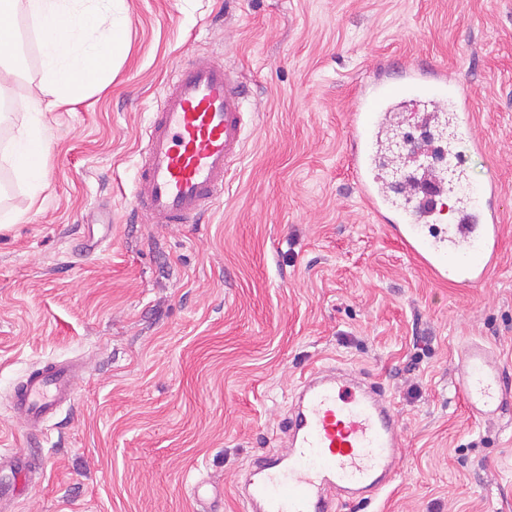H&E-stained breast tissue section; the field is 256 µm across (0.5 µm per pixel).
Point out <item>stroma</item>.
<instances>
[{
    "instance_id": "stroma-1",
    "label": "stroma",
    "mask_w": 512,
    "mask_h": 512,
    "mask_svg": "<svg viewBox=\"0 0 512 512\" xmlns=\"http://www.w3.org/2000/svg\"><path fill=\"white\" fill-rule=\"evenodd\" d=\"M126 49L103 91L47 113L37 202L0 166V448L24 440L11 395L53 360L82 372L30 451L42 470L0 512H247L233 488L278 447L311 367L386 386L405 454L377 500L339 512H512V422L471 416L458 353L512 372V0H122ZM7 146L39 97L37 38L17 13ZM236 73L252 120L241 163L197 224H132L147 115L174 68ZM465 90L483 143L449 144L409 103L397 177L422 184L429 139L467 155L466 200L499 186L502 243L476 288L435 281L362 204L351 100L394 61ZM207 491L193 496L196 482Z\"/></svg>"
}]
</instances>
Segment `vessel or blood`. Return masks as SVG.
<instances>
[{
    "label": "vessel or blood",
    "instance_id": "1",
    "mask_svg": "<svg viewBox=\"0 0 512 512\" xmlns=\"http://www.w3.org/2000/svg\"><path fill=\"white\" fill-rule=\"evenodd\" d=\"M245 99L244 86L220 64L199 59L175 70L148 117L146 144L139 152L131 204L141 223H198L243 155ZM416 99L447 117L450 141L476 143L464 90L447 70L410 61L398 79L377 74L362 85L347 114L348 161L367 209L388 224L417 264L439 280L476 286L499 255L496 180L484 181L483 206L461 205L458 223L429 234L425 226L434 221V209L413 205L415 190L408 184L402 198H394L392 183L377 173L392 119ZM465 177L464 157L452 152L447 171H431L426 185L440 196L455 191ZM457 370L459 391L473 417L494 422L512 414V377L487 345L466 347ZM76 379L72 364L49 362L15 387L12 409L27 435L42 432L57 409L73 399ZM404 452V435L383 383L312 368L298 386L280 448L254 466L246 494L250 512H334L364 495H378L392 482ZM35 465L33 458L0 448V474L11 473L14 481L10 488L0 482V501L15 495L16 484L28 479Z\"/></svg>",
    "mask_w": 512,
    "mask_h": 512
}]
</instances>
